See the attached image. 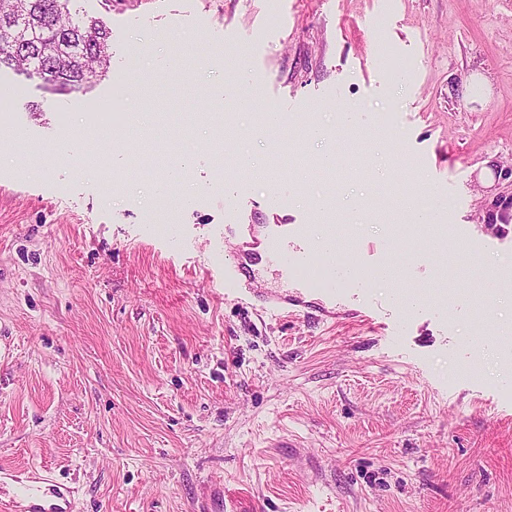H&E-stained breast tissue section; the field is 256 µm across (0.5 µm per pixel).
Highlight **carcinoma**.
I'll list each match as a JSON object with an SVG mask.
<instances>
[{
	"label": "carcinoma",
	"mask_w": 512,
	"mask_h": 512,
	"mask_svg": "<svg viewBox=\"0 0 512 512\" xmlns=\"http://www.w3.org/2000/svg\"><path fill=\"white\" fill-rule=\"evenodd\" d=\"M70 0H0V65L36 74L60 90L102 77L110 32L72 15Z\"/></svg>",
	"instance_id": "obj_1"
}]
</instances>
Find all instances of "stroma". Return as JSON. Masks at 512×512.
<instances>
[{"mask_svg":"<svg viewBox=\"0 0 512 512\" xmlns=\"http://www.w3.org/2000/svg\"><path fill=\"white\" fill-rule=\"evenodd\" d=\"M70 9L109 29L105 76L60 91L0 68V502L58 485L71 512H512V0ZM228 57L257 80L248 108ZM107 124L122 145L88 167ZM224 126L266 176L225 159ZM346 133L359 164L318 167ZM385 184L445 201L451 246L414 234L398 282L337 284L327 320L317 294L263 312L274 268L225 281V225L313 232L326 196L340 250L385 263Z\"/></svg>","mask_w":512,"mask_h":512,"instance_id":"obj_1","label":"stroma"}]
</instances>
